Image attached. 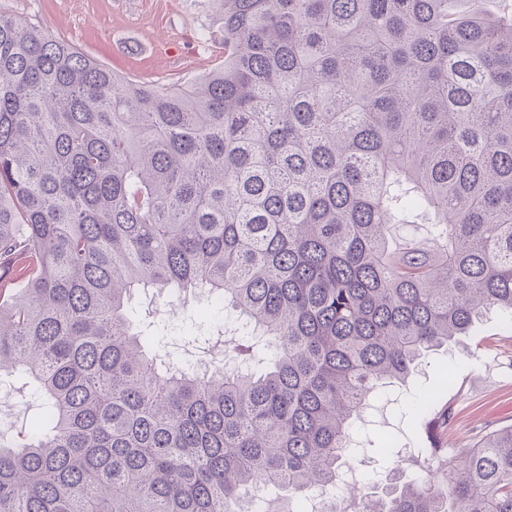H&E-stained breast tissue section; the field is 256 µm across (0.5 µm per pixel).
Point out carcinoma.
Listing matches in <instances>:
<instances>
[{
  "label": "carcinoma",
  "instance_id": "obj_1",
  "mask_svg": "<svg viewBox=\"0 0 512 512\" xmlns=\"http://www.w3.org/2000/svg\"><path fill=\"white\" fill-rule=\"evenodd\" d=\"M215 2L224 63L165 88L0 12V383L45 418L0 512L327 494L375 388L512 316V0ZM166 291L224 298L235 367L147 348ZM357 512H512V425Z\"/></svg>",
  "mask_w": 512,
  "mask_h": 512
}]
</instances>
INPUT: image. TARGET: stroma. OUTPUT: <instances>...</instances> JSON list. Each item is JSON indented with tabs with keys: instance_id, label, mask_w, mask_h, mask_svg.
<instances>
[{
	"instance_id": "1",
	"label": "stroma",
	"mask_w": 512,
	"mask_h": 512,
	"mask_svg": "<svg viewBox=\"0 0 512 512\" xmlns=\"http://www.w3.org/2000/svg\"><path fill=\"white\" fill-rule=\"evenodd\" d=\"M0 12L38 26L121 77L159 87L198 78L224 61V28L212 0H0ZM223 322V300L200 296L166 307L147 328V340L182 365L219 360L224 343L213 330ZM435 394L454 412L449 454L511 424L512 321L489 314L457 345L427 353L406 386L374 396L365 423L353 428L363 486L378 483L396 456L410 451L437 461L428 423L418 416ZM38 421L27 391H0V425H11L13 440L33 432Z\"/></svg>"
}]
</instances>
